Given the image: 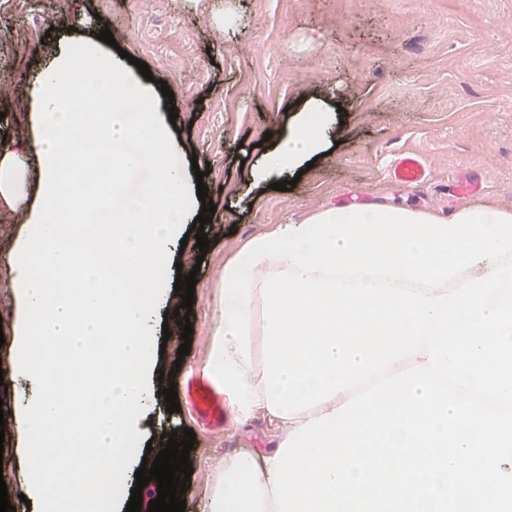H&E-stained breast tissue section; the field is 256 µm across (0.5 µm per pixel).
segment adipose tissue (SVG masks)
I'll use <instances>...</instances> for the list:
<instances>
[{
    "instance_id": "ef3b65f1",
    "label": "adipose tissue",
    "mask_w": 512,
    "mask_h": 512,
    "mask_svg": "<svg viewBox=\"0 0 512 512\" xmlns=\"http://www.w3.org/2000/svg\"><path fill=\"white\" fill-rule=\"evenodd\" d=\"M29 96L36 135L28 148L42 161L41 203L29 214L12 286L25 316L15 364L30 371L41 390L26 415L35 457L31 492L40 512H113L125 463L139 450L136 418L149 399L139 373L154 351L151 312L163 294L170 245L194 204L180 169L164 162L167 134L154 118L152 93L95 34L80 36L78 52L60 50ZM330 122L320 106L305 108L276 135L258 177H282L315 156ZM132 137L142 151L125 149ZM143 167L157 170V182L125 201V174ZM28 183L20 151L0 147V199L23 197ZM286 268V262L266 259L253 269L246 379L258 394L265 391L262 283L265 274ZM102 335L112 338L111 372L87 367L80 391L71 392L57 342L66 341L78 358L90 337ZM85 404L91 412L86 433L74 417ZM84 437L96 466L92 490L81 473L63 478L58 472ZM274 458L267 452L260 468L247 455L225 463L209 512H274L268 470Z\"/></svg>"
}]
</instances>
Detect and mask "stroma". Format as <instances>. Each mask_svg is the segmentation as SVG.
Here are the masks:
<instances>
[{
	"instance_id": "obj_1",
	"label": "stroma",
	"mask_w": 512,
	"mask_h": 512,
	"mask_svg": "<svg viewBox=\"0 0 512 512\" xmlns=\"http://www.w3.org/2000/svg\"><path fill=\"white\" fill-rule=\"evenodd\" d=\"M231 17L221 25L222 17ZM109 28L118 46L147 63L157 119L168 126L167 161L196 194L195 167L216 211L200 253L190 232L172 252L166 298L154 315L165 346L141 377L153 397L141 425L147 439L192 427L167 413L163 388L175 375L206 371L224 302V264L248 238L275 224L300 223L331 205L401 202L448 214L483 199L512 208V0H0V137L15 146L33 136L27 89L74 33ZM169 86L173 98L163 97ZM321 105L334 123L326 156L286 191L256 181L271 144L303 107ZM402 151L420 154L430 179L395 182ZM37 181L12 209L0 207V478L16 512H31L33 449L24 415L34 395L14 367V329L23 312L11 286L15 253L39 203ZM195 274L190 351L162 338L165 314L181 297L177 274ZM279 439L263 416L223 431L196 432L184 512H209L227 459L261 458Z\"/></svg>"
}]
</instances>
